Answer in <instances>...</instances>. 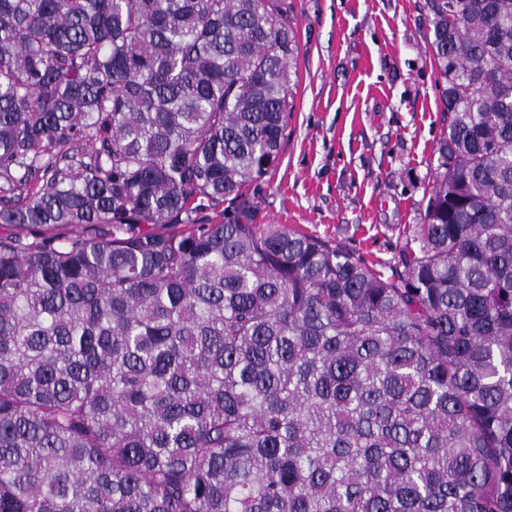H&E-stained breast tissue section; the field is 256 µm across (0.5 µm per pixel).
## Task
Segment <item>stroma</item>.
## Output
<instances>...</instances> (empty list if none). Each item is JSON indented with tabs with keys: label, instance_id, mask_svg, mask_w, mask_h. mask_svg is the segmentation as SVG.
Returning <instances> with one entry per match:
<instances>
[{
	"label": "stroma",
	"instance_id": "stroma-1",
	"mask_svg": "<svg viewBox=\"0 0 512 512\" xmlns=\"http://www.w3.org/2000/svg\"><path fill=\"white\" fill-rule=\"evenodd\" d=\"M300 53L257 221L316 236L383 277L422 223L448 128L425 0H292Z\"/></svg>",
	"mask_w": 512,
	"mask_h": 512
}]
</instances>
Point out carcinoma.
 Listing matches in <instances>:
<instances>
[{"mask_svg":"<svg viewBox=\"0 0 512 512\" xmlns=\"http://www.w3.org/2000/svg\"><path fill=\"white\" fill-rule=\"evenodd\" d=\"M425 8L390 280L256 224L290 0H0V512H512V0Z\"/></svg>","mask_w":512,"mask_h":512,"instance_id":"1","label":"carcinoma"}]
</instances>
